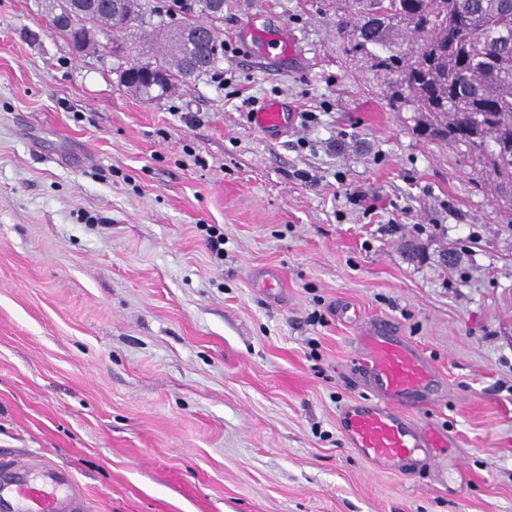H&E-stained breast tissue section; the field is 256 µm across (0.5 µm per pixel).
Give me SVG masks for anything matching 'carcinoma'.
I'll use <instances>...</instances> for the list:
<instances>
[{
    "mask_svg": "<svg viewBox=\"0 0 512 512\" xmlns=\"http://www.w3.org/2000/svg\"><path fill=\"white\" fill-rule=\"evenodd\" d=\"M355 11L340 16L352 32V50L391 84L392 96L417 113L426 138L464 145L495 177L512 188V0H355ZM199 11H179L178 28L204 29L207 38L185 43L172 26L152 24L141 0H125L118 11L103 0H52L50 25L73 44L93 43L95 30L110 33L146 26L161 33L157 54L123 71V83L142 68L160 74L138 80L139 96L153 98L178 82L215 68L224 45L215 23L224 18V0H196ZM203 14L210 19L198 18Z\"/></svg>",
    "mask_w": 512,
    "mask_h": 512,
    "instance_id": "carcinoma-1",
    "label": "carcinoma"
}]
</instances>
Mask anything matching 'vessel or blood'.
<instances>
[{
  "label": "vessel or blood",
  "mask_w": 512,
  "mask_h": 512,
  "mask_svg": "<svg viewBox=\"0 0 512 512\" xmlns=\"http://www.w3.org/2000/svg\"><path fill=\"white\" fill-rule=\"evenodd\" d=\"M254 125L271 133L286 130L280 103L265 104L252 115ZM390 324L381 323L360 336V363L367 372L375 402L353 404L342 416L348 442L366 459L405 473L415 457L433 447L426 428L397 411L396 399L423 395L435 370L418 348L389 340ZM81 491L64 473L26 460L0 467V512H83Z\"/></svg>",
  "instance_id": "b4317fda"
}]
</instances>
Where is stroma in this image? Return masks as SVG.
<instances>
[{
	"instance_id": "35a3bbf8",
	"label": "stroma",
	"mask_w": 512,
	"mask_h": 512,
	"mask_svg": "<svg viewBox=\"0 0 512 512\" xmlns=\"http://www.w3.org/2000/svg\"><path fill=\"white\" fill-rule=\"evenodd\" d=\"M336 20L224 0L216 68L143 100L127 58L0 0V463L67 472L87 512H512V193ZM250 96L314 119L261 131ZM378 320L437 372L399 404L440 441L404 476L340 423Z\"/></svg>"
}]
</instances>
